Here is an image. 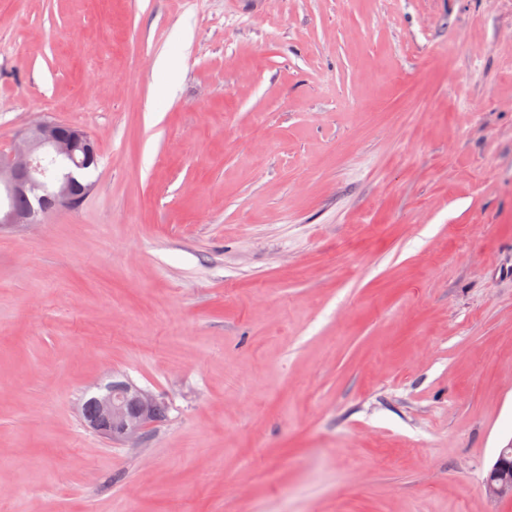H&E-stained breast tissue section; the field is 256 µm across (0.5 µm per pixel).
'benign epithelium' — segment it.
Returning a JSON list of instances; mask_svg holds the SVG:
<instances>
[{"mask_svg":"<svg viewBox=\"0 0 512 512\" xmlns=\"http://www.w3.org/2000/svg\"><path fill=\"white\" fill-rule=\"evenodd\" d=\"M95 151L94 138L79 127L42 121L27 128L13 150L0 155V225L37 224L48 214L15 211L10 199L16 195L48 190L55 207L81 204L90 186L80 183L73 170L82 169ZM157 404L151 393L136 385L114 382L86 420L114 440H134L156 420ZM485 492L491 499H512V441L499 450L486 476Z\"/></svg>","mask_w":512,"mask_h":512,"instance_id":"7a95c632","label":"benign epithelium"}]
</instances>
